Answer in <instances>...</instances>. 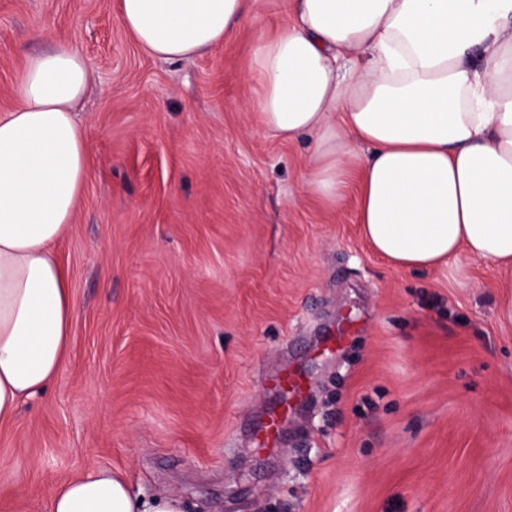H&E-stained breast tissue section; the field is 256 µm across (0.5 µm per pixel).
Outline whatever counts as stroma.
<instances>
[{
  "instance_id": "35a3bbf8",
  "label": "stroma",
  "mask_w": 512,
  "mask_h": 512,
  "mask_svg": "<svg viewBox=\"0 0 512 512\" xmlns=\"http://www.w3.org/2000/svg\"><path fill=\"white\" fill-rule=\"evenodd\" d=\"M257 0L190 63L143 53L116 0H0V113L29 53L91 73L89 172L55 253L74 320L60 375L0 424V512L90 466L184 512H512V319L488 262L400 271L310 196L308 138L250 109ZM341 344L328 338L342 326ZM300 372L289 401L269 378ZM284 410L278 447L252 434Z\"/></svg>"
}]
</instances>
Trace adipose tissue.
Wrapping results in <instances>:
<instances>
[{"label":"adipose tissue","instance_id":"adipose-tissue-1","mask_svg":"<svg viewBox=\"0 0 512 512\" xmlns=\"http://www.w3.org/2000/svg\"><path fill=\"white\" fill-rule=\"evenodd\" d=\"M252 0H119L150 56L191 61L223 45ZM254 105L281 141L310 139L305 187L337 208L357 188L373 251L402 271L460 259L512 274V0H285L255 45ZM90 80L66 44L29 55L18 106L0 113V422L61 372L74 318L55 245L88 172L77 108ZM48 512H183L94 466Z\"/></svg>","mask_w":512,"mask_h":512}]
</instances>
